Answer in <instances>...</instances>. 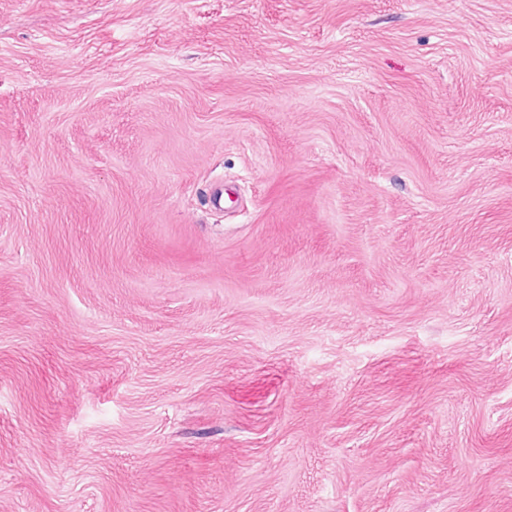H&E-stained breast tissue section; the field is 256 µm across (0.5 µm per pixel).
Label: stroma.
<instances>
[{
    "instance_id": "1",
    "label": "stroma",
    "mask_w": 512,
    "mask_h": 512,
    "mask_svg": "<svg viewBox=\"0 0 512 512\" xmlns=\"http://www.w3.org/2000/svg\"><path fill=\"white\" fill-rule=\"evenodd\" d=\"M0 512H512V0H0Z\"/></svg>"
}]
</instances>
